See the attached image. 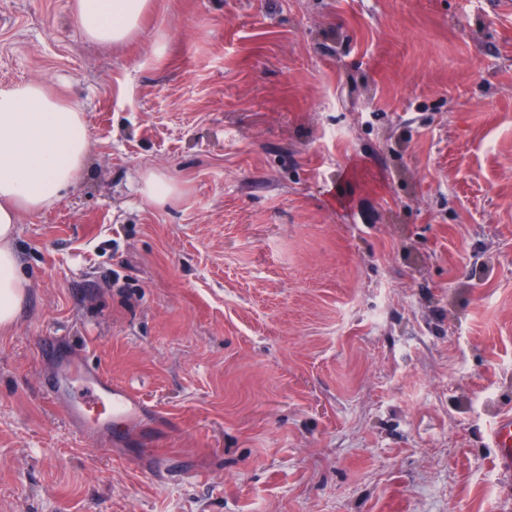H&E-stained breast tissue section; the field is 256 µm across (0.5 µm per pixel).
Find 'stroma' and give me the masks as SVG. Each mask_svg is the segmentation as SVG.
Segmentation results:
<instances>
[{"label":"stroma","mask_w":512,"mask_h":512,"mask_svg":"<svg viewBox=\"0 0 512 512\" xmlns=\"http://www.w3.org/2000/svg\"><path fill=\"white\" fill-rule=\"evenodd\" d=\"M71 4L0 0V84L91 144L18 224L0 512H512V0H150L113 46ZM49 336L159 457L70 428ZM140 192L148 201L162 204L177 193V187L164 175L147 172L142 177ZM489 436L498 448L496 466L503 488L508 491L512 482V413H500L493 421Z\"/></svg>","instance_id":"obj_1"}]
</instances>
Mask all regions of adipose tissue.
I'll return each mask as SVG.
<instances>
[{
    "mask_svg": "<svg viewBox=\"0 0 512 512\" xmlns=\"http://www.w3.org/2000/svg\"><path fill=\"white\" fill-rule=\"evenodd\" d=\"M149 0H73L90 41L121 44L136 36ZM90 157L86 123L64 92L31 80L0 85V329L17 321L26 296L14 247L21 214L60 202Z\"/></svg>",
    "mask_w": 512,
    "mask_h": 512,
    "instance_id": "ef3b65f1",
    "label": "adipose tissue"
}]
</instances>
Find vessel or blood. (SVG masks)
<instances>
[{
	"instance_id": "vessel-or-blood-1",
	"label": "vessel or blood",
	"mask_w": 512,
	"mask_h": 512,
	"mask_svg": "<svg viewBox=\"0 0 512 512\" xmlns=\"http://www.w3.org/2000/svg\"><path fill=\"white\" fill-rule=\"evenodd\" d=\"M56 398L65 402L64 413L71 424L87 436L108 439L113 418H120L126 435L135 437L143 457L158 453L153 431L157 411L125 384L113 381L89 364L79 353L65 355L61 370L52 380ZM489 436L497 450L496 466L503 487L512 486V413L498 414Z\"/></svg>"
}]
</instances>
